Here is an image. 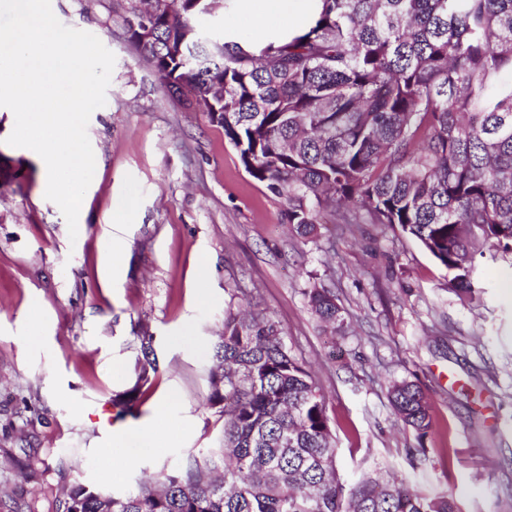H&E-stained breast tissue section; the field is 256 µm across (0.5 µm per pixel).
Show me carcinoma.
Wrapping results in <instances>:
<instances>
[{
    "label": "carcinoma",
    "mask_w": 512,
    "mask_h": 512,
    "mask_svg": "<svg viewBox=\"0 0 512 512\" xmlns=\"http://www.w3.org/2000/svg\"><path fill=\"white\" fill-rule=\"evenodd\" d=\"M220 0H121L130 41L161 84L197 104L309 237L326 213L386 224L443 266L473 300L476 257L512 258V0H312L301 26L252 44L199 20ZM154 15L150 38L134 23ZM343 325L328 288L307 291ZM138 382L158 372L139 337ZM209 373L222 447L123 495L71 487L66 512H460L451 491L406 477L345 481L324 396L273 319L228 312ZM390 402L419 438L431 406L414 383Z\"/></svg>",
    "instance_id": "cac0c4a2"
}]
</instances>
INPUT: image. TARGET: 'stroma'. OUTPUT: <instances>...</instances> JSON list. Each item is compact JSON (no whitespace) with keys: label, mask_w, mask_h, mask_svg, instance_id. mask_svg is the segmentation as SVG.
<instances>
[{"label":"stroma","mask_w":512,"mask_h":512,"mask_svg":"<svg viewBox=\"0 0 512 512\" xmlns=\"http://www.w3.org/2000/svg\"><path fill=\"white\" fill-rule=\"evenodd\" d=\"M51 8L116 62L87 127L99 166L77 238L43 193L40 156L8 145L15 118L0 107V512H64L74 483L121 494L218 447L224 419L207 404L208 375L224 314L238 305L278 322L313 372L344 479L406 475L452 489L461 512H512V260L477 257L470 302L387 226L296 235L223 130L160 84L117 0ZM129 192L132 212L113 223V199ZM115 247L124 257L111 266ZM313 283L332 289L340 332L312 313ZM145 332L159 372L123 414ZM402 381L431 402L425 439L390 405ZM137 426L153 429L157 447L117 442Z\"/></svg>","instance_id":"1"}]
</instances>
